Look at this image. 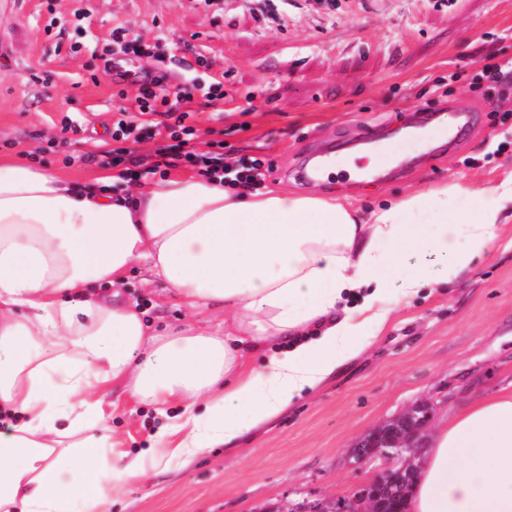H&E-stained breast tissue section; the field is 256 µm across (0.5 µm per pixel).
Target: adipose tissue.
<instances>
[{"instance_id":"adipose-tissue-1","label":"adipose tissue","mask_w":512,"mask_h":512,"mask_svg":"<svg viewBox=\"0 0 512 512\" xmlns=\"http://www.w3.org/2000/svg\"><path fill=\"white\" fill-rule=\"evenodd\" d=\"M509 209L512 179L419 188L364 221L317 192L240 193L186 171L85 184L0 157V410L15 416L0 512H111L160 466L236 444L357 356L398 301L491 253ZM135 264L188 313L222 306L223 324L157 329L96 295ZM111 389L153 408L151 447L125 449ZM407 508L512 512V389L449 411Z\"/></svg>"}]
</instances>
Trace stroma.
<instances>
[{
    "label": "stroma",
    "mask_w": 512,
    "mask_h": 512,
    "mask_svg": "<svg viewBox=\"0 0 512 512\" xmlns=\"http://www.w3.org/2000/svg\"><path fill=\"white\" fill-rule=\"evenodd\" d=\"M127 27L165 58V87L192 75L224 96L185 106L197 153L261 160L262 187L319 192L368 215L410 190L512 177V84L482 77V56L512 61V0H0V155L44 147L42 164L95 178L87 153L127 150L139 181L162 177L156 138L115 141L112 124L138 86L117 81L103 49ZM473 119L449 139L452 114ZM392 153L379 152L382 142ZM320 152L354 171L298 172ZM124 297L155 327L186 311L132 267ZM512 382V219L453 282L398 303L384 331L321 385L237 444L125 487L112 512H280L340 498L370 480L348 448L412 405L435 416ZM127 450L148 447L150 407L110 391Z\"/></svg>",
    "instance_id": "35a3bbf8"
}]
</instances>
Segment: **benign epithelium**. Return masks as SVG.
<instances>
[{
	"label": "benign epithelium",
	"instance_id": "7a95c632",
	"mask_svg": "<svg viewBox=\"0 0 512 512\" xmlns=\"http://www.w3.org/2000/svg\"><path fill=\"white\" fill-rule=\"evenodd\" d=\"M433 405L421 403L399 416L401 428L380 426L349 450L356 464L380 461L375 476L354 493L336 503L317 504L308 512H381V496L394 485L408 487L415 477L413 461L427 440V426Z\"/></svg>",
	"mask_w": 512,
	"mask_h": 512
}]
</instances>
